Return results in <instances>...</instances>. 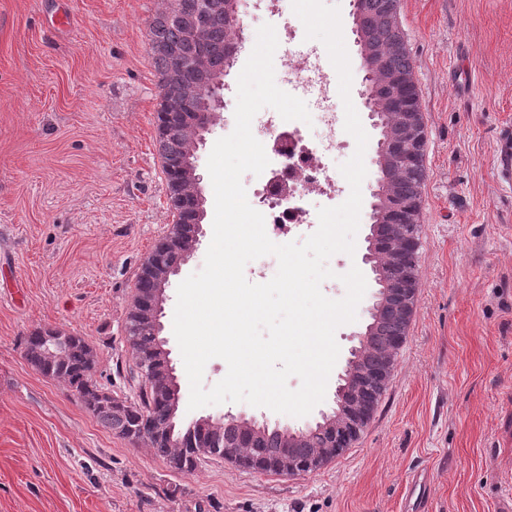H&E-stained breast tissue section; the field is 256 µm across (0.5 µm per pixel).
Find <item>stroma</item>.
Listing matches in <instances>:
<instances>
[{
	"label": "stroma",
	"mask_w": 512,
	"mask_h": 512,
	"mask_svg": "<svg viewBox=\"0 0 512 512\" xmlns=\"http://www.w3.org/2000/svg\"><path fill=\"white\" fill-rule=\"evenodd\" d=\"M325 2L340 9L351 99L368 135L355 253L332 256L334 276L321 285L338 300L340 274L366 246L379 133L364 106L351 2ZM165 3L0 0V512H512V187L498 176L499 141L512 132V0H400L427 132L417 295L386 395L342 456L296 476L210 458L177 471L29 364L25 337L55 328L93 348L94 378L113 396L137 398L127 317L141 265L172 223L148 55ZM240 21L202 167L234 129L237 79L262 25L276 30L279 88L312 101L295 85L307 55L337 76L299 18L244 8ZM336 140L322 159L335 189L305 197L310 213L350 194L339 167L356 143L341 127ZM203 187L205 235L172 278L162 319L179 420L229 412L304 426L244 402L188 408L171 324L177 287L202 269L211 242V180ZM415 483L424 497L411 495Z\"/></svg>",
	"instance_id": "1"
}]
</instances>
